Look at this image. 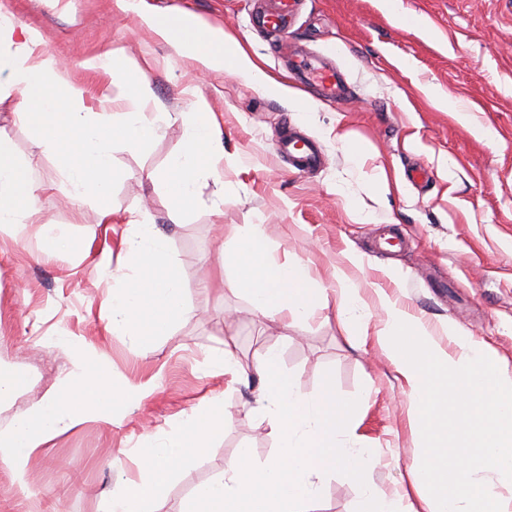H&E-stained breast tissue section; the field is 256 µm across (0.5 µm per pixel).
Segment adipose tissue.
Listing matches in <instances>:
<instances>
[{
  "label": "adipose tissue",
  "mask_w": 512,
  "mask_h": 512,
  "mask_svg": "<svg viewBox=\"0 0 512 512\" xmlns=\"http://www.w3.org/2000/svg\"><path fill=\"white\" fill-rule=\"evenodd\" d=\"M113 10L138 12L141 24L158 40L197 65L215 72L230 70L259 90L288 99L297 111L317 106L286 84L270 77L226 32L197 19L183 21L181 32L160 24L155 14L139 12L137 0H112ZM39 29L0 13V93L21 96L18 121L31 128L54 155L69 185V197L100 202L102 223L112 221L107 201L117 176L115 146L139 149L158 135L171 118L159 102L147 71L125 49L108 47L86 59L85 69L107 74L98 110L83 105L82 92L62 72L53 54L44 51ZM128 103L112 111L114 97ZM181 117L190 129L183 148L166 166L150 173L152 183L166 187L170 219L180 224L195 206L201 176L221 181L224 158L209 130L212 116L203 95L189 101ZM38 184L26 164L0 139V224L34 223ZM170 238L146 213L130 220L122 239L124 265L103 299L105 329L139 347L163 335L189 307L180 276L169 258ZM225 285L245 292L253 311L264 318H298L335 301L347 340L363 344L374 336L403 380L409 411L426 445L418 467L419 481L432 495L423 497L425 512H512V378L507 361L470 334L448 328L457 347L450 353L433 338L426 323L391 301L384 325L369 333V313L358 288L343 269H336L334 293L318 287L306 265L279 262L261 243L256 225L236 227L220 251ZM71 352V367L45 396L0 428V463L10 470L18 494L30 496L31 464L59 435L87 421L113 425L123 409L136 406L154 389L153 382L118 385L104 369L92 345L60 337ZM224 399L210 398L205 407L183 412L168 427L147 433L135 454L141 478L105 503L102 512H163L165 485L224 432Z\"/></svg>",
  "instance_id": "ef3b65f1"
}]
</instances>
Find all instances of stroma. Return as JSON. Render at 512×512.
Instances as JSON below:
<instances>
[{
  "label": "stroma",
  "mask_w": 512,
  "mask_h": 512,
  "mask_svg": "<svg viewBox=\"0 0 512 512\" xmlns=\"http://www.w3.org/2000/svg\"><path fill=\"white\" fill-rule=\"evenodd\" d=\"M144 4L224 29L318 109L304 114L231 72L196 70L134 14L113 11L112 0H6L17 21L43 32L46 49L82 89L85 106L97 107L105 78L83 60L110 45L123 47L137 61L152 62V88L169 111L184 109L187 89L202 93L224 151L223 184L201 180L199 204L175 225L167 192L148 174L182 148L188 129L174 120L142 150L115 148L119 176L112 221L104 224L93 199H68L52 155L17 122L19 95L0 96V136L41 187L36 223L0 229V370L27 379L0 404V426L68 370L69 351L55 342L60 335L92 343L117 379L156 382L122 424L88 422L56 438L34 462V497L62 512H98L122 482L138 478L140 461L129 450L144 433L142 417L164 427L215 394L224 397V435L167 485L170 512H180L198 487L221 474L239 448H251L254 463L262 464L277 440L255 408L256 379L232 384L203 366L206 352L231 337L245 369L274 346L302 394L313 395L328 375L339 395L361 396L355 434L377 459L376 487L396 507L419 503L412 471L424 441L410 424L401 381L384 352L371 341L351 346L332 303L286 324L255 316L244 293L223 290L214 259L232 227L258 225L279 261L306 264L320 287L334 288L332 273L343 267L372 312L371 328L385 316L384 293L426 320L440 345H447L443 330L452 325L512 363V0H402L398 14L384 0H300L289 28L261 33L254 22L262 0ZM329 50L347 83L338 105L288 71L291 56ZM432 88L462 101L470 125L438 109ZM480 126L492 127L496 139H482ZM286 131L320 142L318 169L294 170L276 154L274 144ZM340 131L356 139L359 163L337 143ZM387 177L400 187L382 199ZM135 210L148 211L169 233L191 309L167 335L140 348L106 334L101 301L112 275L96 265L107 250L113 270L121 268L120 236ZM45 224L68 226L79 251L37 260ZM351 252L361 255L360 264L348 260ZM113 457L122 458V470L108 466ZM360 501L359 486L335 474L321 483L314 512H356Z\"/></svg>",
  "instance_id": "1"
}]
</instances>
